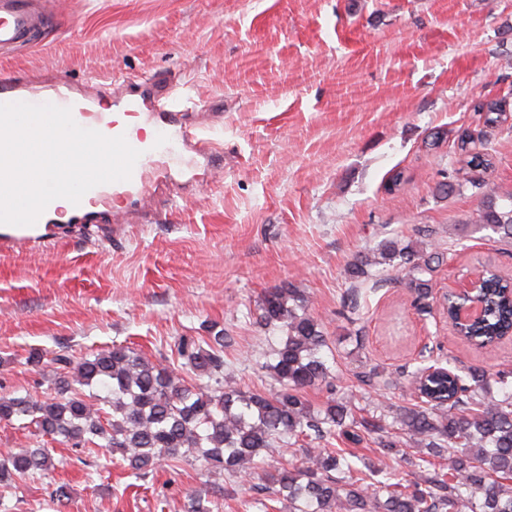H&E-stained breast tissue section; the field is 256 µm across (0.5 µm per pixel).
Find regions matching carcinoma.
<instances>
[{
  "instance_id": "obj_1",
  "label": "carcinoma",
  "mask_w": 512,
  "mask_h": 512,
  "mask_svg": "<svg viewBox=\"0 0 512 512\" xmlns=\"http://www.w3.org/2000/svg\"><path fill=\"white\" fill-rule=\"evenodd\" d=\"M470 169L490 166L487 155L460 145ZM473 231L489 230L512 241V204L502 207L485 195ZM439 253L404 237L384 240L371 253L357 255L348 275L362 283L372 268L405 272L417 298L430 295L433 264ZM507 281L485 273L477 291L483 317L465 325V338L490 343L512 332V296ZM259 324L281 333L266 365L278 384L272 393L245 391L224 382V347L220 330L206 338L182 336L177 353L195 376L214 384L193 385L176 368L125 346L114 345L79 360L56 354V377L41 394L0 396V421H28L38 435L83 448L121 455L127 467L144 475L164 460H186L208 470L222 469L247 483L270 475L272 500L288 503V512H512V391L487 398L492 381L507 386L505 376L483 369L460 375L438 371L415 387L423 401L399 408L392 423L356 420L352 402L328 399L314 406L307 390L332 387L324 358L328 336L298 290L288 284L258 301ZM99 387V398L83 388ZM376 435L380 452L390 455L400 438L419 448L412 466L425 474L411 481L398 462L383 469H361L342 449L322 448L336 436ZM310 440L299 458L280 462L281 443ZM54 457L41 447L0 454V485L49 472ZM217 500L189 496L188 512H220Z\"/></svg>"
}]
</instances>
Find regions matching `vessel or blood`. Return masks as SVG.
<instances>
[{"instance_id": "obj_1", "label": "vessel or blood", "mask_w": 512, "mask_h": 512, "mask_svg": "<svg viewBox=\"0 0 512 512\" xmlns=\"http://www.w3.org/2000/svg\"><path fill=\"white\" fill-rule=\"evenodd\" d=\"M48 18L40 11L35 0H0V50L10 51L24 46H33L45 38ZM102 84L93 80L73 83L59 80L34 83L18 78H0V103L26 102L30 104L51 103L70 108L72 116L80 126L101 132L105 136L125 135L127 142L139 150L140 157L134 165L129 180L96 186L85 195L84 203L72 206L68 223L74 228L101 225L103 235H111L112 226L118 218L112 212L88 210L93 200H104L112 195L126 196L131 203H138L153 187L146 171L158 152H175L182 147H192L197 155L212 158L218 149L210 139L204 137L186 112L172 109L156 110L148 106L144 98L129 94L121 97L120 108L127 117L141 115L150 117L159 127L160 136L152 142H144L131 135L128 126L117 125L103 118L97 108V96ZM56 204H49L31 226L0 224V252L31 250L47 243L56 230Z\"/></svg>"}]
</instances>
